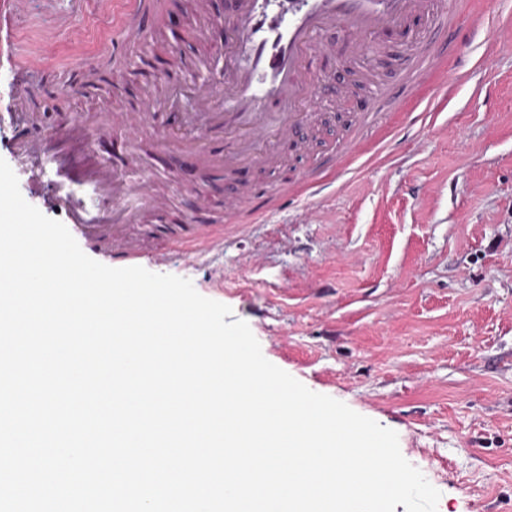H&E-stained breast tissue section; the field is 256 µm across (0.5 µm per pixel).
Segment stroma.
Here are the masks:
<instances>
[{
    "label": "stroma",
    "instance_id": "1",
    "mask_svg": "<svg viewBox=\"0 0 512 512\" xmlns=\"http://www.w3.org/2000/svg\"><path fill=\"white\" fill-rule=\"evenodd\" d=\"M158 2L142 39L117 56L118 18L74 13L71 0H27L18 21L0 15V158L47 217L60 218L61 201L52 173L34 170L15 143L17 81L40 87L37 127L60 153L61 131L81 120L98 160L112 164L125 143L96 132L99 99L120 86L112 105L122 109L167 73L193 78L224 40L226 0H209L204 15L198 0ZM468 2L485 25L463 29L441 68L446 85L388 113L378 143L343 160L321 198L258 217L241 194L244 221L225 225L223 251L196 259L175 249L148 269L190 279L249 324L271 363L395 430L404 458L440 491L437 512H512V0ZM63 19L55 54L37 58L40 32ZM91 58L97 69L75 81ZM314 112L321 150L355 120L328 96ZM139 149L148 173L183 172L173 216L193 209V184L223 195V178L185 170L153 134Z\"/></svg>",
    "mask_w": 512,
    "mask_h": 512
}]
</instances>
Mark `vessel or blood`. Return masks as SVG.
<instances>
[{
    "label": "vessel or blood",
    "instance_id": "obj_1",
    "mask_svg": "<svg viewBox=\"0 0 512 512\" xmlns=\"http://www.w3.org/2000/svg\"><path fill=\"white\" fill-rule=\"evenodd\" d=\"M462 6L463 0H229L224 46L203 61L205 76L166 78L159 94L143 97L126 111L101 102L106 129L122 130L128 143L118 166L98 165L76 178L74 186L61 187L68 230L120 266L143 257L165 262L175 246L194 256L223 249L224 227L239 215V199L230 192L219 204L211 192L198 190L196 207L154 247H144L130 235V224L142 212L162 216L170 208L169 193L144 172L136 148L144 125L151 122L181 138L187 159L212 173L231 178L257 168L270 172L271 180L252 191L256 213L301 193L319 195L330 183L337 156L314 163L294 183L281 171L289 155L310 149L304 132L316 96L347 101L351 85L325 82L309 69L308 59L336 53L342 66H356L365 52L381 55L395 41L406 40L394 80L372 99L358 101L361 123L338 156L361 151L380 115L414 99L420 83L436 78L461 29ZM152 8L153 0H131L116 43L138 40ZM418 20L426 22L428 33L409 40ZM334 26L344 32V51L328 41ZM197 132L205 133L203 143H195ZM20 148L38 161L57 157L49 137L27 130Z\"/></svg>",
    "mask_w": 512,
    "mask_h": 512
}]
</instances>
